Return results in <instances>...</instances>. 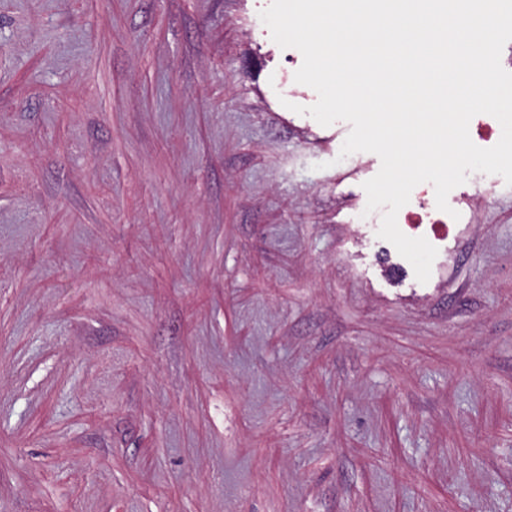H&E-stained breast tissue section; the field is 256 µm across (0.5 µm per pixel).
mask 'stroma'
I'll return each instance as SVG.
<instances>
[{
  "instance_id": "1",
  "label": "stroma",
  "mask_w": 512,
  "mask_h": 512,
  "mask_svg": "<svg viewBox=\"0 0 512 512\" xmlns=\"http://www.w3.org/2000/svg\"><path fill=\"white\" fill-rule=\"evenodd\" d=\"M258 8L0 0V512H512V186L419 282Z\"/></svg>"
}]
</instances>
